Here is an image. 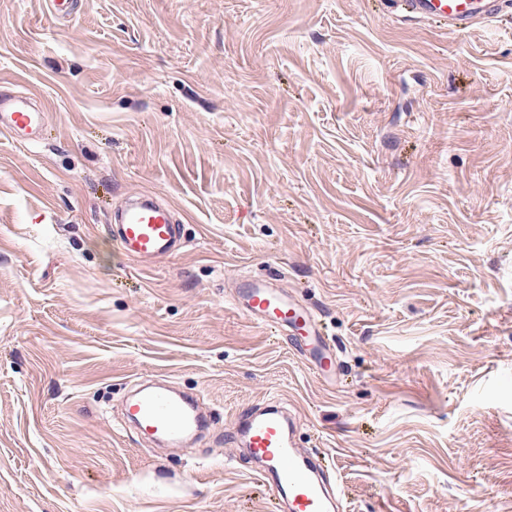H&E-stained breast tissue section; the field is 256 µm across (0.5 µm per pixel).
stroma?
Wrapping results in <instances>:
<instances>
[{
	"label": "stroma",
	"mask_w": 512,
	"mask_h": 512,
	"mask_svg": "<svg viewBox=\"0 0 512 512\" xmlns=\"http://www.w3.org/2000/svg\"><path fill=\"white\" fill-rule=\"evenodd\" d=\"M0 512H272L227 436L276 397L348 512H512V12L451 34L383 0H0ZM163 194L186 243L112 240ZM277 273L335 383L224 283ZM142 379L212 413L129 432ZM46 109L32 95L0 89V133L32 144L41 142ZM112 236L128 258L151 263L177 254L183 247L182 220L170 202L139 194L113 211Z\"/></svg>",
	"instance_id": "obj_1"
}]
</instances>
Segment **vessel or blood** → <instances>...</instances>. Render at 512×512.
<instances>
[{
  "instance_id": "b4317fda",
  "label": "vessel or blood",
  "mask_w": 512,
  "mask_h": 512,
  "mask_svg": "<svg viewBox=\"0 0 512 512\" xmlns=\"http://www.w3.org/2000/svg\"><path fill=\"white\" fill-rule=\"evenodd\" d=\"M403 18L433 23L452 33L496 21L512 9V0H393ZM46 109L32 95L0 89V133L32 144L41 142ZM112 235L128 258L151 263L177 254L183 247L181 222L170 202L139 194L114 210ZM234 309L264 326L291 336L299 356L321 374L336 369V356L314 313L283 293L276 278H238L230 284ZM126 419L147 438L177 443L203 423L197 405L164 391L148 390L124 407ZM296 420L279 399L263 409L239 415L233 443L255 460L260 480L273 493L280 512H344V493L321 463L298 448Z\"/></svg>"
}]
</instances>
